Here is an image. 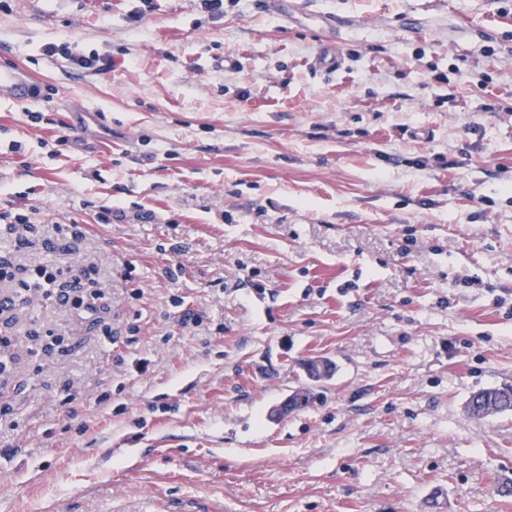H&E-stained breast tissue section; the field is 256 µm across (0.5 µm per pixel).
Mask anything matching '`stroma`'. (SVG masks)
<instances>
[{"mask_svg":"<svg viewBox=\"0 0 512 512\" xmlns=\"http://www.w3.org/2000/svg\"><path fill=\"white\" fill-rule=\"evenodd\" d=\"M140 4L0 11V66L54 98L0 103V212L34 225L0 262L112 291L108 332L17 308L42 351L0 378V512H512V412L465 409L512 386V0ZM466 410L473 418H485L512 411V386L489 388L473 393Z\"/></svg>","mask_w":512,"mask_h":512,"instance_id":"35a3bbf8","label":"stroma"}]
</instances>
